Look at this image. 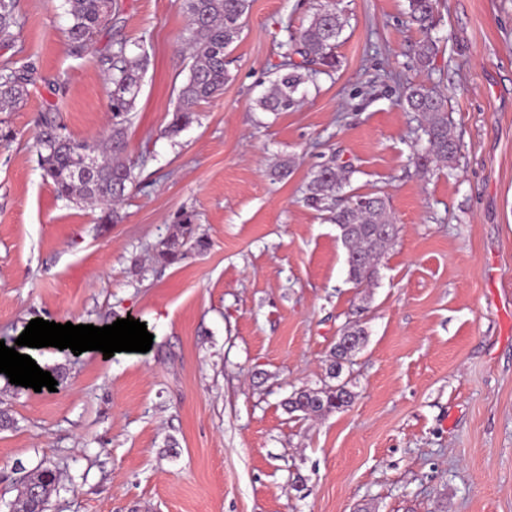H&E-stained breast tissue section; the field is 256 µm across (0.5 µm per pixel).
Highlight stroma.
I'll return each instance as SVG.
<instances>
[{"instance_id": "1", "label": "stroma", "mask_w": 512, "mask_h": 512, "mask_svg": "<svg viewBox=\"0 0 512 512\" xmlns=\"http://www.w3.org/2000/svg\"><path fill=\"white\" fill-rule=\"evenodd\" d=\"M317 0H252L224 92L167 129L188 61L178 0H116L91 58H74L64 0H17L0 65L28 62L26 103L0 112V338L29 321L131 315L148 352L102 359L55 347L59 392L0 379V512L21 473L61 480L47 512H512V0H439V51L418 67L406 0H341L332 75L294 112L257 101ZM128 41L149 63L131 114L135 182L112 224L57 196L35 147L40 112L67 134L107 128L96 57ZM448 97L453 169L422 168L405 81ZM290 157L287 179L270 176ZM353 169L345 194L390 204L396 239L369 288L348 279L326 214L305 205L320 165ZM209 246L157 260L177 214ZM366 342L344 364L352 404L288 413L327 381L344 327Z\"/></svg>"}]
</instances>
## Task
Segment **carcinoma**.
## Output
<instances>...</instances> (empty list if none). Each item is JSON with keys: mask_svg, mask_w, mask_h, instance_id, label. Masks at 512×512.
I'll return each instance as SVG.
<instances>
[{"mask_svg": "<svg viewBox=\"0 0 512 512\" xmlns=\"http://www.w3.org/2000/svg\"><path fill=\"white\" fill-rule=\"evenodd\" d=\"M72 22L67 30L70 52L84 58L93 51L94 34L112 14V0H65ZM251 0H181L188 16L187 35L182 49L190 60L189 75L179 91V104L173 112L169 132L176 134L194 119V107L224 91L230 80L227 56L239 39ZM16 0H0V41L14 37L17 26ZM438 0H407V22L423 34L415 49L421 67L427 68L438 51V40L431 30ZM348 23L337 0H322L312 13L308 25L292 36L284 52L275 78L258 100L265 112H289L305 101L306 86L319 74H326L339 64L337 48ZM106 81L112 85L109 112L112 123L101 140H76L63 133L55 112L41 113L35 135L41 166L58 196L80 207L88 203L105 206L98 222L111 224L114 206L123 202L134 184L135 163L125 159L128 115L141 92L148 64L145 55L128 54L127 43L117 42L112 51L97 59ZM34 85V67L30 64L0 66V112L14 109L30 95ZM399 104L415 114L426 146L419 156L420 165L433 163L441 168L453 167L458 143L448 122L447 97L434 87L408 82L402 86ZM96 153V165L77 175L84 153ZM353 170L334 163L324 164L307 185L305 201L317 211L330 214L337 225L339 238L347 250L349 280L355 285L371 283L378 274L382 254L391 245L397 228L388 211L385 197L356 195L348 204L336 206V197L349 183ZM195 215L185 212L178 221L179 229L161 242L157 258L174 264L186 256L187 241L194 240L198 250L207 248L203 237L195 236ZM353 355L351 349L337 340L330 353L327 374L339 377L343 364ZM349 389L326 384L320 389L295 391L286 402L288 411L306 416H322L342 410L352 403ZM57 483L56 474L43 469L23 477L21 487L28 485L40 491L42 505H47Z\"/></svg>", "mask_w": 512, "mask_h": 512, "instance_id": "cac0c4a2", "label": "carcinoma"}]
</instances>
